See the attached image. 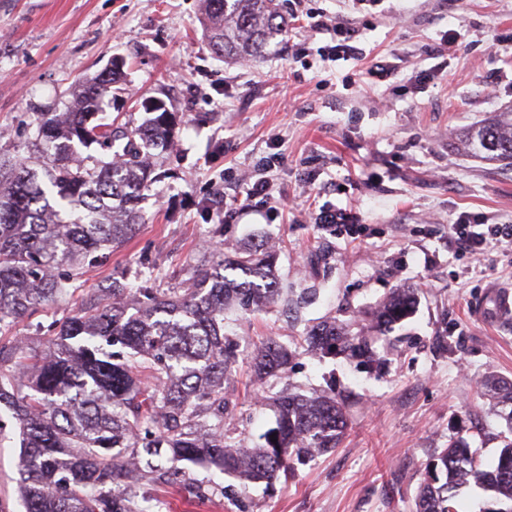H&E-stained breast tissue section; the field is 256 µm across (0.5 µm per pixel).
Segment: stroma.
Listing matches in <instances>:
<instances>
[{
    "label": "stroma",
    "instance_id": "stroma-1",
    "mask_svg": "<svg viewBox=\"0 0 512 512\" xmlns=\"http://www.w3.org/2000/svg\"><path fill=\"white\" fill-rule=\"evenodd\" d=\"M385 14H356L366 52L400 60L390 86L344 85L352 67L317 55L326 36L308 39L299 15L282 43L259 62L224 61L202 36L201 0H0V157H27L38 113L64 109L79 79L123 59L124 80L105 98L109 117L141 123V104L160 99L177 115L162 178L139 207L137 233L90 266L58 315L78 307L97 285L141 258L156 284L172 288L187 266L207 263L219 218L208 201L230 190L244 196L256 161L279 151L277 183L287 210L251 202L224 225V251L270 244L281 294L270 308L224 312L238 337L224 421L234 441L259 442L275 425L272 396L334 389L351 425L341 446L297 467L273 485L241 490L204 468L185 490L165 494L170 512H412L429 458L450 439L466 438L493 461L506 433L480 381L512 379V323L488 324L471 306L493 285L512 286V252L490 248L480 259L454 252L448 226L462 213L512 225V167L466 153L457 136L512 105V0H386ZM466 46L435 54L445 31ZM430 79L417 92L419 71ZM498 74L495 95L481 79ZM359 207L357 241L318 231L325 204ZM400 286L419 291L414 314L380 343V371L342 357L311 353L308 330L333 320L367 331L370 314ZM276 337L292 353L284 378L257 382L252 345Z\"/></svg>",
    "mask_w": 512,
    "mask_h": 512
}]
</instances>
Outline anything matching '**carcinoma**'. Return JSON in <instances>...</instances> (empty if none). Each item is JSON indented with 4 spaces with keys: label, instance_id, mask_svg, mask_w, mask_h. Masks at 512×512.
Segmentation results:
<instances>
[{
    "label": "carcinoma",
    "instance_id": "carcinoma-1",
    "mask_svg": "<svg viewBox=\"0 0 512 512\" xmlns=\"http://www.w3.org/2000/svg\"><path fill=\"white\" fill-rule=\"evenodd\" d=\"M204 38L220 58H264L288 34L277 0H202ZM123 77L114 65L78 82L61 112L38 114V167L0 161V434L18 431L17 488L25 512H162L155 495L180 484L188 465L234 477L240 487L273 484L298 464L338 448L348 429L343 400L331 390L279 395L276 426L249 446L224 435L226 396L238 343L224 335V307L263 308L280 288L272 255L245 247L224 256V225L207 265L187 271L183 288L141 282L137 302L117 275L72 313L35 324L38 345L11 335L21 318L40 315L71 292L87 266L131 239L143 223L139 201L154 181L153 150L170 142L172 112H152L137 126L98 118ZM463 148L512 165V108L461 135ZM414 290L397 288L380 305L384 334L410 315ZM314 353L343 355L373 371L371 341L334 323L306 336ZM292 354L269 338L253 352L262 380L288 374ZM487 397L512 404V381L488 375ZM414 512H458L457 492L491 493L485 512H512V438L484 464L463 439L425 465Z\"/></svg>",
    "mask_w": 512,
    "mask_h": 512
}]
</instances>
